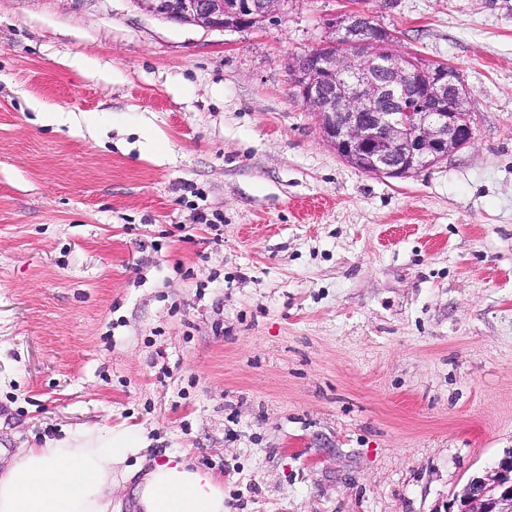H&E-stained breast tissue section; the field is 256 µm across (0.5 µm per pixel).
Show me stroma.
I'll use <instances>...</instances> for the list:
<instances>
[{"mask_svg": "<svg viewBox=\"0 0 512 512\" xmlns=\"http://www.w3.org/2000/svg\"><path fill=\"white\" fill-rule=\"evenodd\" d=\"M351 7L457 69L469 146L390 178L323 139L288 65ZM123 423L227 512H458L512 455V0H0V461ZM135 0L168 21L211 30L262 27L285 13L288 0Z\"/></svg>", "mask_w": 512, "mask_h": 512, "instance_id": "1", "label": "stroma"}]
</instances>
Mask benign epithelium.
<instances>
[{
    "instance_id": "7a95c632",
    "label": "benign epithelium",
    "mask_w": 512,
    "mask_h": 512,
    "mask_svg": "<svg viewBox=\"0 0 512 512\" xmlns=\"http://www.w3.org/2000/svg\"><path fill=\"white\" fill-rule=\"evenodd\" d=\"M168 21L211 30L254 28L285 13L288 0H135ZM313 49L288 72L291 87L318 118L324 138L351 165L402 178L468 146L474 128L468 92L454 67L423 66L395 48V34L351 8L331 16ZM463 512H512V456L491 479L470 480Z\"/></svg>"
}]
</instances>
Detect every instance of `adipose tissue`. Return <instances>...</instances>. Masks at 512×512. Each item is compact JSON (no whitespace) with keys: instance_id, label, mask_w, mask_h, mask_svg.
Returning a JSON list of instances; mask_svg holds the SVG:
<instances>
[{"instance_id":"adipose-tissue-1","label":"adipose tissue","mask_w":512,"mask_h":512,"mask_svg":"<svg viewBox=\"0 0 512 512\" xmlns=\"http://www.w3.org/2000/svg\"><path fill=\"white\" fill-rule=\"evenodd\" d=\"M146 443L130 426L63 437L22 449L0 471V512H112L114 486L133 483L141 512H225L224 479L164 454L144 476L128 461Z\"/></svg>"}]
</instances>
